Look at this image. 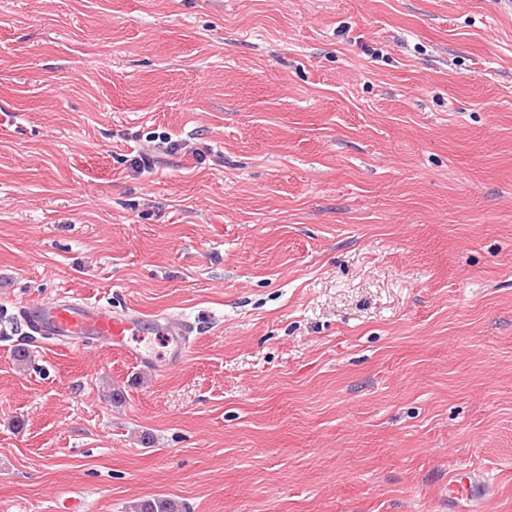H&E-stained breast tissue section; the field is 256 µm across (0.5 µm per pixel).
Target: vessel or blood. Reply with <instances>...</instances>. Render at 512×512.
Listing matches in <instances>:
<instances>
[{
	"label": "vessel or blood",
	"mask_w": 512,
	"mask_h": 512,
	"mask_svg": "<svg viewBox=\"0 0 512 512\" xmlns=\"http://www.w3.org/2000/svg\"><path fill=\"white\" fill-rule=\"evenodd\" d=\"M21 316L40 336L76 349L106 345L143 367H173L188 357L189 329L185 324L151 320L134 311L120 313L111 305L89 303L65 291L22 306ZM150 333L165 340L166 359L136 344V337ZM493 496L494 487L485 474L461 465L449 469L448 512H489Z\"/></svg>",
	"instance_id": "b4317fda"
}]
</instances>
